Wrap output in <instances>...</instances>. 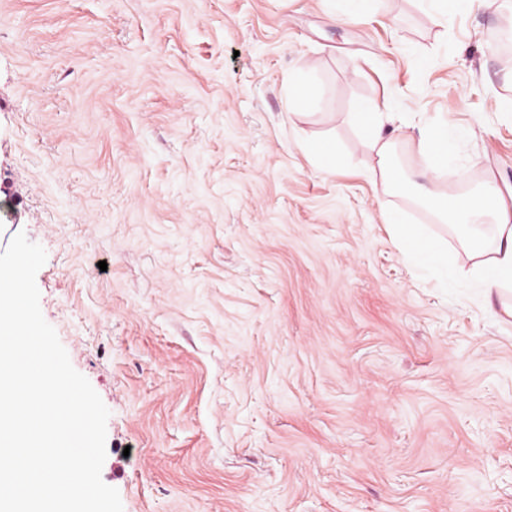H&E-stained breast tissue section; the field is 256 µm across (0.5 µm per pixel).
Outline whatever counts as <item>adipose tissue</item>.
I'll return each mask as SVG.
<instances>
[{
	"mask_svg": "<svg viewBox=\"0 0 512 512\" xmlns=\"http://www.w3.org/2000/svg\"><path fill=\"white\" fill-rule=\"evenodd\" d=\"M358 117L365 127V136L378 156L379 175L383 182L396 180L397 173L389 162L391 140L385 134V125L391 113L381 106L361 107ZM456 129L447 123L420 132L414 138V151L420 173L429 183H437L448 173L454 158ZM448 220L470 226L471 235L465 247L477 263L472 269L476 281L485 290L501 288L512 283V204L491 183L469 196L468 208H461L457 198L443 204ZM393 238L405 256L415 265L425 266L440 282L456 281L457 271L428 236L422 225L393 222Z\"/></svg>",
	"mask_w": 512,
	"mask_h": 512,
	"instance_id": "obj_1",
	"label": "adipose tissue"
}]
</instances>
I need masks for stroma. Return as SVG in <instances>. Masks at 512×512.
<instances>
[{
  "instance_id": "1",
  "label": "stroma",
  "mask_w": 512,
  "mask_h": 512,
  "mask_svg": "<svg viewBox=\"0 0 512 512\" xmlns=\"http://www.w3.org/2000/svg\"><path fill=\"white\" fill-rule=\"evenodd\" d=\"M347 12L0 0V252L47 253L41 312L110 411L123 512H512V287L483 292L417 190H383L356 117L392 112L408 175L409 135L448 122L437 192L512 191V0ZM392 213L447 244L454 284ZM393 238L396 245L405 256L416 266L429 271L444 285L456 282L457 271L453 264L448 262V253L441 251L436 243L428 236L422 224H400L401 221L391 218ZM424 256L430 257L433 262L425 263Z\"/></svg>"
}]
</instances>
